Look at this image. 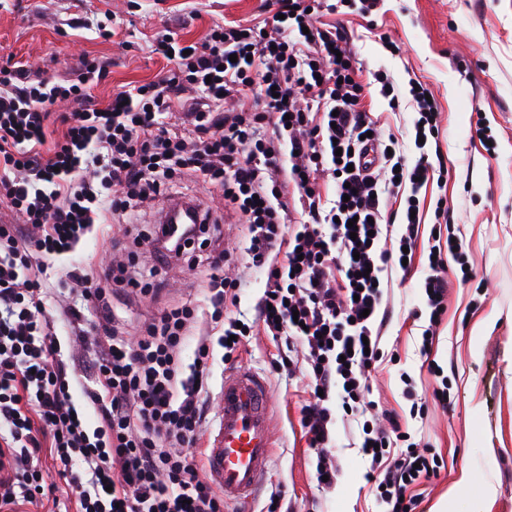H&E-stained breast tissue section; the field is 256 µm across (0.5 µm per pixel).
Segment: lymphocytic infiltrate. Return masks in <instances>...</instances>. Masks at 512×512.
<instances>
[{
  "label": "lymphocytic infiltrate",
  "instance_id": "obj_1",
  "mask_svg": "<svg viewBox=\"0 0 512 512\" xmlns=\"http://www.w3.org/2000/svg\"><path fill=\"white\" fill-rule=\"evenodd\" d=\"M257 23H213L185 44L155 37L161 78L128 85L106 104L91 91L109 74L84 55L51 80L0 60V201L16 215L0 224V512H24L48 495L51 512H224V497L200 476L192 449L205 424L214 329L235 364L254 331L283 342L279 368L306 363L311 395L300 423L324 489L336 486L331 449L337 409L362 418L366 480L386 512H415L413 486L437 475L427 445L412 441L395 414L371 413L368 377L382 358L383 274L414 259L417 194L436 169L428 153L407 166L396 137H384L363 100L355 54L319 26L328 0H277ZM196 179L217 188L228 218L246 225L244 260L266 276L252 322L239 323L240 260L209 251L208 311L184 302L143 334L114 327L108 289L92 268L71 264L63 309L70 333L96 337L93 371L64 352L47 310L45 258L71 256L102 224H130L161 196ZM405 193V210H389ZM400 223L395 248L382 224ZM194 235L155 224L112 255L113 286L157 293L159 268L182 258ZM156 265L126 277L140 251ZM423 289L429 309L420 347L429 355L448 309L449 271L466 266L452 240L430 246ZM197 353L184 364L189 337ZM97 413L88 428L73 389ZM50 456L65 490L45 486Z\"/></svg>",
  "mask_w": 512,
  "mask_h": 512
}]
</instances>
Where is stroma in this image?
<instances>
[{"label": "stroma", "mask_w": 512, "mask_h": 512, "mask_svg": "<svg viewBox=\"0 0 512 512\" xmlns=\"http://www.w3.org/2000/svg\"><path fill=\"white\" fill-rule=\"evenodd\" d=\"M275 8V0H7L0 7V56L38 65L49 77L63 75L82 53L107 57L111 72L94 91L104 102L127 83L151 81L165 72V61L149 53L155 33L169 28L195 41L214 21L261 19ZM108 15L123 24L110 41L95 31L96 22ZM322 21L347 36L364 80L381 69L400 94H407L413 81L432 91L440 113L437 148L448 167L447 176L430 181L418 194L422 219L414 270L388 274L384 303L389 316L380 340L384 357L371 375L369 399L376 410L395 412L403 429L430 443L442 462L437 477L420 486L416 512H430L464 464L496 484L494 512H512V0H383L371 16L343 7L323 14ZM388 40L397 51L385 48ZM370 93L371 111L381 114L386 131L403 139L408 160H415L414 112L407 106L391 111L378 87ZM484 128L494 138V153L486 151L480 134ZM441 198L475 277L452 282L448 310L425 357L420 344L429 310L422 281ZM158 214L152 208L137 223L102 226L72 259L52 260L47 284L53 305L60 309L67 301L60 281L68 261L102 270L109 263L107 251L149 232ZM208 274L206 264L182 263L168 270L169 286L154 298L129 288L114 292L117 329H144L180 301L203 303ZM494 311L500 314L494 329L472 338L475 323ZM277 354V344L260 334L241 348L236 362L267 381L276 403L275 448L263 486L237 512H261L278 485L290 512H379L363 480L360 433L349 422L336 423V488L326 493L318 486L316 457L300 425L306 381L302 374L290 377L275 370ZM433 365L439 375L430 373ZM404 372L429 404L424 418L410 414L411 403L402 395ZM441 375L448 379L444 406L432 401Z\"/></svg>", "instance_id": "35a3bbf8"}]
</instances>
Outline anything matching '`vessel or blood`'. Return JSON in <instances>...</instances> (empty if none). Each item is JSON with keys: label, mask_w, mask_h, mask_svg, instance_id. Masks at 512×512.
I'll return each instance as SVG.
<instances>
[{"label": "vessel or blood", "mask_w": 512, "mask_h": 512, "mask_svg": "<svg viewBox=\"0 0 512 512\" xmlns=\"http://www.w3.org/2000/svg\"><path fill=\"white\" fill-rule=\"evenodd\" d=\"M274 415L275 403L262 377L225 372L217 425L208 435L206 468L230 502H248L261 486L274 446Z\"/></svg>", "instance_id": "obj_1"}]
</instances>
